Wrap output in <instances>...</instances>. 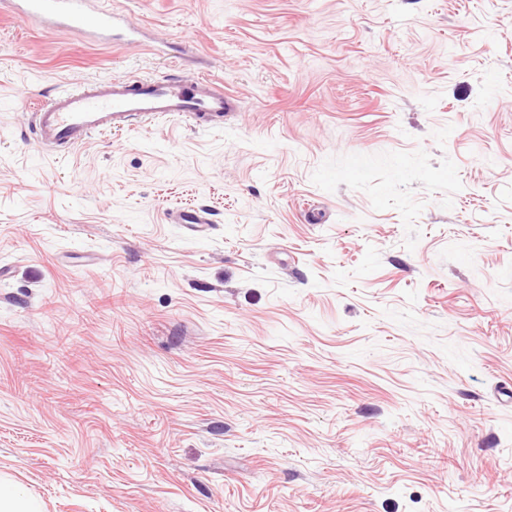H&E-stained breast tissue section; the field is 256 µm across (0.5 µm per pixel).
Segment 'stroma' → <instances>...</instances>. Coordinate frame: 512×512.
Instances as JSON below:
<instances>
[{"label": "stroma", "instance_id": "stroma-1", "mask_svg": "<svg viewBox=\"0 0 512 512\" xmlns=\"http://www.w3.org/2000/svg\"><path fill=\"white\" fill-rule=\"evenodd\" d=\"M106 4L143 42L0 10V485L512 512V0ZM110 76L235 108L35 142L31 102ZM207 213L200 211H186L176 209L171 211L170 220L174 224H185V227L192 232H201L210 220L206 217Z\"/></svg>", "mask_w": 512, "mask_h": 512}]
</instances>
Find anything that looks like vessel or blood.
<instances>
[{"label": "vessel or blood", "instance_id": "1", "mask_svg": "<svg viewBox=\"0 0 512 512\" xmlns=\"http://www.w3.org/2000/svg\"><path fill=\"white\" fill-rule=\"evenodd\" d=\"M14 13L37 18L51 27L110 39L118 15L99 0H6ZM234 102L223 91L201 79L186 85L178 80L136 81L102 79L65 91L41 105L34 127L42 147H74L93 135L120 131L136 120L182 115L203 125L221 122ZM170 220L193 232L203 231L205 211H171Z\"/></svg>", "mask_w": 512, "mask_h": 512}]
</instances>
